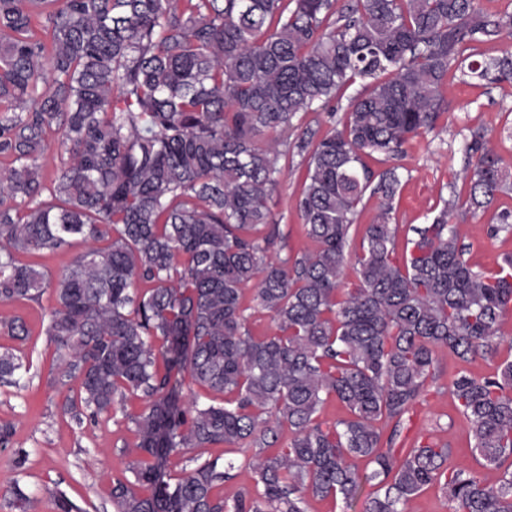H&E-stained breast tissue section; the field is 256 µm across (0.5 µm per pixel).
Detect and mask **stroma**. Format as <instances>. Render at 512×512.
<instances>
[{
    "label": "stroma",
    "mask_w": 512,
    "mask_h": 512,
    "mask_svg": "<svg viewBox=\"0 0 512 512\" xmlns=\"http://www.w3.org/2000/svg\"><path fill=\"white\" fill-rule=\"evenodd\" d=\"M442 92L448 110L437 129L413 138L397 161L401 185L393 222L402 241L410 237L411 227L430 223L446 200L467 198L469 185L462 177L460 149L472 131H484L497 151L512 161V83L466 84L452 78ZM280 164V186L268 206L280 231L271 252L283 257L309 248L310 242L295 209L303 179L301 158L294 154ZM504 209L512 211V192L500 195L487 211L459 224L465 258L474 269L494 271L504 256L512 255V231L494 238L489 235L497 214ZM53 305L48 292L37 302L0 304V316H21L29 330V338L21 346L0 331V349L20 346L26 366L20 374V387L0 385V421L15 427L12 446L0 447V512H15L10 500L16 486L29 498V512H57L53 497L57 491L65 493L78 512H114L112 480L125 471L127 458L122 448L135 442L133 426L119 412L79 424L64 414L69 390L54 382L55 348L45 335ZM507 358H512V347L505 344L497 356L467 361L443 353L425 401L410 415L404 431L408 440L451 443L449 467L465 465L479 470L470 425L448 390V377L459 371L488 377ZM21 455L26 458L22 464L17 461Z\"/></svg>",
    "instance_id": "1"
}]
</instances>
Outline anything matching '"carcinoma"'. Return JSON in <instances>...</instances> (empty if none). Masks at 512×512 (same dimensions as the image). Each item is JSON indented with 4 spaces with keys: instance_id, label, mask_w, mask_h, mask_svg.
I'll list each match as a JSON object with an SVG mask.
<instances>
[{
    "instance_id": "1",
    "label": "carcinoma",
    "mask_w": 512,
    "mask_h": 512,
    "mask_svg": "<svg viewBox=\"0 0 512 512\" xmlns=\"http://www.w3.org/2000/svg\"><path fill=\"white\" fill-rule=\"evenodd\" d=\"M505 32L512 11L480 0H0V303L52 290L45 335L76 384L65 413L134 425L115 512H308L329 497L348 510L367 485L365 512H406L435 484L449 512H512V359L448 380L483 472L445 467L447 443L396 447L440 353L493 357L505 341L512 256L473 269L454 222L511 191L512 164L472 132L468 200L400 251L397 167L367 163L437 127L449 73L512 83ZM493 42L498 55L477 51ZM358 81L342 126L294 135L299 112H330ZM270 134L306 169L295 208L313 248L283 258L269 256ZM368 191L378 209L352 257ZM77 242L55 275L35 260ZM249 286L271 333L249 328ZM0 329L29 336L19 316ZM22 368L0 351L1 384ZM186 385L223 399L186 406ZM330 397L348 417L326 425ZM221 445L252 455L204 457ZM189 451L170 482V456Z\"/></svg>"
}]
</instances>
